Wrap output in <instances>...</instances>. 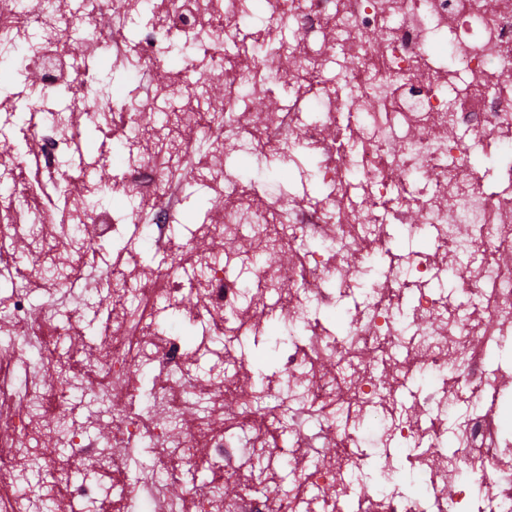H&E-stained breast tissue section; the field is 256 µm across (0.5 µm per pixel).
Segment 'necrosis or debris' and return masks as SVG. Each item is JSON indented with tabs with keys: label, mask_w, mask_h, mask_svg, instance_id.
Masks as SVG:
<instances>
[{
	"label": "necrosis or debris",
	"mask_w": 512,
	"mask_h": 512,
	"mask_svg": "<svg viewBox=\"0 0 512 512\" xmlns=\"http://www.w3.org/2000/svg\"><path fill=\"white\" fill-rule=\"evenodd\" d=\"M112 7L118 28L100 37L97 16ZM144 13L151 23L140 39H124ZM253 14V0H82L70 13L63 0H32L26 13L0 0V71L11 84L0 110L24 116L0 147V166L15 174L0 194L8 216L0 269L9 268L15 241L36 256L14 273L0 314L8 336L0 344V512H30L13 493L23 464L39 466L56 494L57 475L87 459L103 461L112 476L115 512H471L474 501L483 512H506L512 375L492 357L512 345V264L502 261L512 253V153L501 151L512 136V0H264L256 44L219 62L201 59L194 80L176 74L118 103L104 99L106 81L79 58L116 54L143 76L166 65L174 36L219 51ZM279 84L294 89L292 104L253 108ZM217 92L224 109L213 112ZM88 123L134 148L118 186L132 206L121 215L97 205L105 187L72 161ZM199 141L210 153L198 179L222 192L224 204L188 236L169 220L179 172L157 158L192 160ZM476 146L498 156L496 191H485L469 164ZM230 148L284 164L321 156L315 175L331 192L317 202L264 198L229 170ZM33 156L50 183L66 184L72 222H51L44 194L24 174ZM130 224L140 246L127 250L128 269L102 272L121 285L100 353H60L80 324H58L57 313L82 298L90 256ZM396 231L410 240L429 233L433 246L391 253ZM143 246L169 267L144 266ZM255 246L291 262L231 276L234 258ZM188 258L203 268L191 288L177 275ZM448 272L460 279L452 296L435 290ZM36 286L47 295L38 311L29 301ZM356 289L366 307L350 315L344 335L307 322L309 308L335 309L337 291ZM270 292L277 302L263 303ZM160 294L189 320L209 319L232 372L200 377L198 350L135 322L129 301L145 308ZM267 322L286 331L281 367L246 391L241 337L260 335ZM19 362L30 373L22 393L7 374ZM427 376L433 389L405 405L401 393ZM77 387L95 403L120 395L118 434L93 440L73 423ZM270 411L298 422L287 487L243 470L250 452L278 459L262 438ZM306 417L321 420V434L300 427ZM57 424L67 428L65 455L55 450ZM368 425L383 445L408 447L402 466L418 474L423 495L378 492L360 480L357 448ZM325 438L328 463L308 469ZM142 443L156 465H191L208 471L209 482L174 496L146 480L120 481L127 450Z\"/></svg>",
	"instance_id": "4bbe7bcc"
}]
</instances>
